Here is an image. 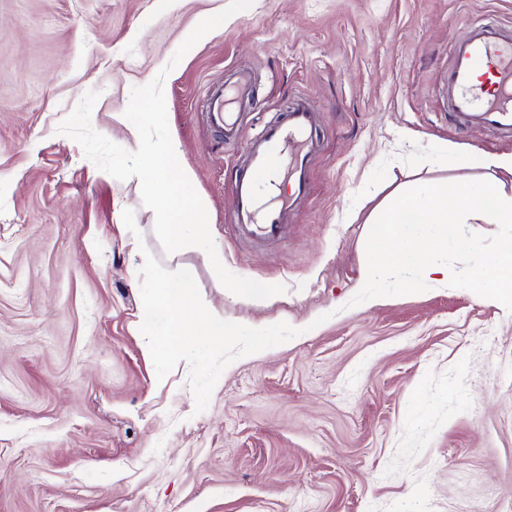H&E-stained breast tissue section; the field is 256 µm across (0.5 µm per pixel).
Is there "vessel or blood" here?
Masks as SVG:
<instances>
[{
    "label": "vessel or blood",
    "instance_id": "obj_1",
    "mask_svg": "<svg viewBox=\"0 0 512 512\" xmlns=\"http://www.w3.org/2000/svg\"><path fill=\"white\" fill-rule=\"evenodd\" d=\"M448 55L444 99L458 125L479 126L492 135L512 138V27L492 18L466 21L462 32L452 36ZM248 89L249 80L242 74L226 88L210 91L211 121L224 136H233L237 129L232 99ZM315 125V113L299 100L284 120L267 125L247 145L235 183L234 223L252 239L278 240L294 204L309 196ZM279 176L291 183L290 195L259 192L260 178Z\"/></svg>",
    "mask_w": 512,
    "mask_h": 512
}]
</instances>
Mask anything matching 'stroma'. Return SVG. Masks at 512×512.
<instances>
[{"instance_id": "obj_1", "label": "stroma", "mask_w": 512, "mask_h": 512, "mask_svg": "<svg viewBox=\"0 0 512 512\" xmlns=\"http://www.w3.org/2000/svg\"><path fill=\"white\" fill-rule=\"evenodd\" d=\"M228 3L0 0V512H512V311L446 284L350 304L392 190L512 196L486 164L512 139L459 128L441 96L452 35L483 15L512 26V0H255L167 76L225 266L286 288L261 305L196 254L171 259L138 178L57 132L95 90L92 127L122 143L132 88ZM240 71L242 136L224 143L203 100ZM299 97L317 114L311 193L278 243L255 242L233 226L243 151ZM149 255L192 268L227 320L300 336L231 363L195 412L188 363L161 380L147 355Z\"/></svg>"}]
</instances>
